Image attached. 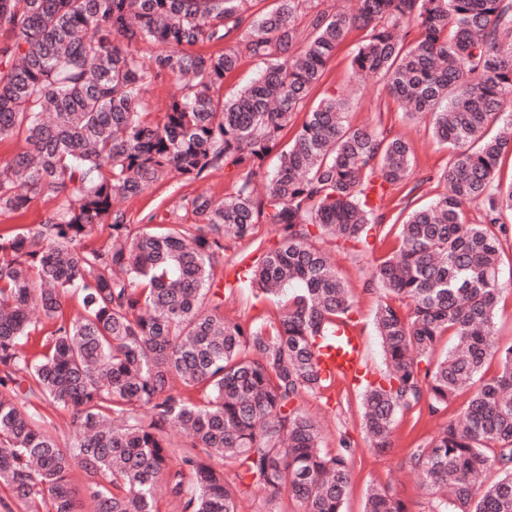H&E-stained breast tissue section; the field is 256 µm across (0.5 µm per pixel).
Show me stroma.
I'll return each mask as SVG.
<instances>
[{
    "label": "stroma",
    "instance_id": "1",
    "mask_svg": "<svg viewBox=\"0 0 512 512\" xmlns=\"http://www.w3.org/2000/svg\"><path fill=\"white\" fill-rule=\"evenodd\" d=\"M363 37V29L349 31L337 46L311 97L319 99L328 90L343 95L349 100L345 114L348 125L365 127L381 136L398 135L408 142L412 178L419 181L420 186L414 189L410 183H406L396 187L385 198L381 208L386 223H400L410 210L445 193L446 185L441 175L448 166L450 155L447 148L435 142L428 122L408 116L379 79L353 73L351 59ZM235 183L236 175L230 168L206 173L195 180L174 177L125 198L119 207L132 224L141 223L144 217L151 214L170 222L190 224L194 218L183 210L184 199L203 194L220 200L234 192ZM501 222L504 228L500 265L503 291L496 307L494 336L499 346L506 347L512 345L511 210L503 211ZM369 242V248L362 252L328 238L318 240L317 245L331 255L339 276L355 293L356 333L364 345L367 370L373 374L383 366L379 339L373 327V316L382 292L378 284L372 282L371 273L379 260L390 254L397 240L392 234H378L370 237ZM259 258V252L244 242L233 244L227 250L224 280L229 288L221 293L225 317L249 324L260 316H277L278 309L273 299L256 296L250 288L235 284V278L243 266L253 264ZM466 400V395L457 396L437 416L415 410L399 416L394 425V446L384 454L375 453L367 442L359 385L339 379L320 392L303 394L299 404L320 420L323 444L327 450L339 451V439L343 436L349 438L354 448L345 512H363L366 492L373 485L391 489L404 502L407 512H428L429 497L418 476L409 469L407 461L416 449L428 446L443 424L459 416Z\"/></svg>",
    "mask_w": 512,
    "mask_h": 512
}]
</instances>
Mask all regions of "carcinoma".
<instances>
[{
    "instance_id": "cac0c4a2",
    "label": "carcinoma",
    "mask_w": 512,
    "mask_h": 512,
    "mask_svg": "<svg viewBox=\"0 0 512 512\" xmlns=\"http://www.w3.org/2000/svg\"><path fill=\"white\" fill-rule=\"evenodd\" d=\"M249 2L0 0V141L25 143L0 168V212L56 201L42 223L0 233V487L19 512H84L85 496L92 512H161L160 484L179 512H238L237 486L224 479L233 463L265 512H288V499L300 512H344L352 446L343 437L342 451H327L319 422L297 405L331 385L316 339L357 326L354 298L314 240L355 246L384 228L373 198L410 178V148L347 125L348 101L334 92L284 138L359 25L367 35L352 70L381 77L451 151L446 193L409 212L393 255L375 266L384 369L362 384L369 442L388 451L401 413L435 416L468 391L462 418L409 466L430 512H512V346L493 336L496 227L512 210V182L495 178L512 152V0H354L335 13L276 0L253 19ZM233 35L222 53L195 51ZM244 53L265 68L226 99L224 78ZM166 78L180 95L151 112L145 94ZM278 147V166L263 171ZM221 165L237 170L235 192L185 200L193 224L140 227L113 208L118 195ZM470 205L482 223L465 222ZM103 224L108 238L93 240ZM262 224L281 242L246 270V286L273 296L279 315L244 325L210 292L227 243L261 246ZM445 335L454 342L437 357ZM493 357L500 372L487 379ZM24 382L70 413L68 442L19 403ZM364 512L407 510L372 486Z\"/></svg>"
}]
</instances>
